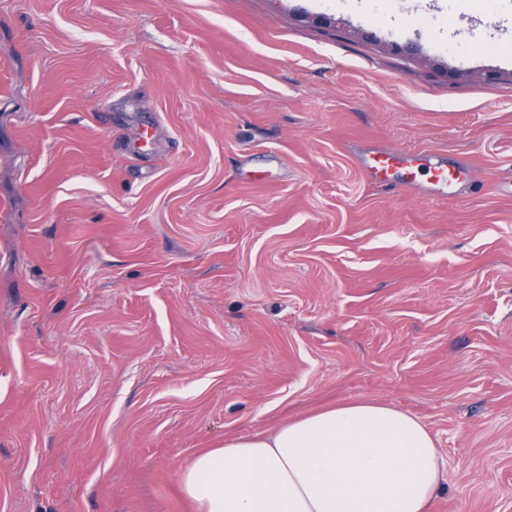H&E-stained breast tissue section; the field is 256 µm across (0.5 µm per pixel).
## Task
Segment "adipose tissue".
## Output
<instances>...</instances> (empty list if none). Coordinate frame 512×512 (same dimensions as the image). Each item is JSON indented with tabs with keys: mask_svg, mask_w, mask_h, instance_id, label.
Listing matches in <instances>:
<instances>
[{
	"mask_svg": "<svg viewBox=\"0 0 512 512\" xmlns=\"http://www.w3.org/2000/svg\"><path fill=\"white\" fill-rule=\"evenodd\" d=\"M445 466L419 418L358 400L225 438L179 485L194 512H430Z\"/></svg>",
	"mask_w": 512,
	"mask_h": 512,
	"instance_id": "1",
	"label": "adipose tissue"
}]
</instances>
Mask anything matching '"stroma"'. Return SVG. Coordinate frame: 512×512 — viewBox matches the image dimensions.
Wrapping results in <instances>:
<instances>
[{
	"label": "stroma",
	"mask_w": 512,
	"mask_h": 512,
	"mask_svg": "<svg viewBox=\"0 0 512 512\" xmlns=\"http://www.w3.org/2000/svg\"><path fill=\"white\" fill-rule=\"evenodd\" d=\"M504 32L483 0H0V512H191L199 450L358 399L435 436L431 512H512ZM369 149L472 184L387 188ZM413 156V157H411ZM358 165L366 177L379 182H389L397 176L398 182L406 189L416 190L429 196L446 197L454 191H449L461 183L463 171L470 172L466 165L445 168L438 160L430 156H420L403 151H374L360 155ZM420 161H422L420 163ZM419 166L426 168L429 179L424 184L417 177L415 169Z\"/></svg>",
	"instance_id": "1"
}]
</instances>
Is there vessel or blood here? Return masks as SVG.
Instances as JSON below:
<instances>
[{"instance_id": "obj_1", "label": "vessel or blood", "mask_w": 512, "mask_h": 512, "mask_svg": "<svg viewBox=\"0 0 512 512\" xmlns=\"http://www.w3.org/2000/svg\"><path fill=\"white\" fill-rule=\"evenodd\" d=\"M358 165L366 176L380 182L398 180L407 189L429 196L445 197L461 180V168L448 169L432 157L413 156L403 151H374L360 155ZM426 168L429 179L420 182L418 168Z\"/></svg>"}]
</instances>
